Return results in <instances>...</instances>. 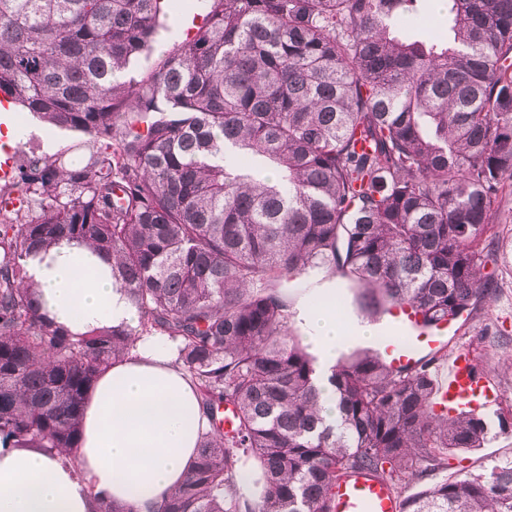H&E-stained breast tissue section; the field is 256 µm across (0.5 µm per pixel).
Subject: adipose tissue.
Instances as JSON below:
<instances>
[{
  "label": "adipose tissue",
  "mask_w": 512,
  "mask_h": 512,
  "mask_svg": "<svg viewBox=\"0 0 512 512\" xmlns=\"http://www.w3.org/2000/svg\"><path fill=\"white\" fill-rule=\"evenodd\" d=\"M28 278L47 315L73 337L99 325H136L137 312L112 277L111 265L88 246L61 241L30 259ZM310 288L298 305L302 340L315 357L320 404L336 407L327 379L348 339L369 341V326L345 325L334 306ZM176 345L143 336L90 389L81 441L72 461L35 449L0 445V512H96L116 502L147 512L186 477L207 428L199 400L175 363Z\"/></svg>",
  "instance_id": "1"
}]
</instances>
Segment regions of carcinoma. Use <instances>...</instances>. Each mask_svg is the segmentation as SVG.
<instances>
[{
    "mask_svg": "<svg viewBox=\"0 0 512 512\" xmlns=\"http://www.w3.org/2000/svg\"><path fill=\"white\" fill-rule=\"evenodd\" d=\"M178 2L0 0V96L87 136L78 159L22 152L0 182V440L71 457L88 391L147 335L177 343L209 422L155 512H331L343 478L402 485L481 448L488 418L433 410L445 353L342 355L326 422L293 295L331 272L357 318L408 303L427 327L492 295L512 0H202V23L131 75ZM63 240L112 260L137 326L75 340L48 318L26 262ZM401 512H512V458Z\"/></svg>",
    "mask_w": 512,
    "mask_h": 512,
    "instance_id": "carcinoma-1",
    "label": "carcinoma"
}]
</instances>
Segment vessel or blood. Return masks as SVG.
Returning a JSON list of instances; mask_svg holds the SVG:
<instances>
[{
  "instance_id": "vessel-or-blood-1",
  "label": "vessel or blood",
  "mask_w": 512,
  "mask_h": 512,
  "mask_svg": "<svg viewBox=\"0 0 512 512\" xmlns=\"http://www.w3.org/2000/svg\"><path fill=\"white\" fill-rule=\"evenodd\" d=\"M397 335L387 337L379 346L383 357L394 366L415 362L423 353L442 345L451 326L447 323L423 327L409 305L393 307L388 315ZM500 401V391L492 378L484 374L470 352L451 357L438 374L436 405L448 414L462 411L481 413ZM396 491L386 482L357 475L340 481L334 489V512H400Z\"/></svg>"
}]
</instances>
